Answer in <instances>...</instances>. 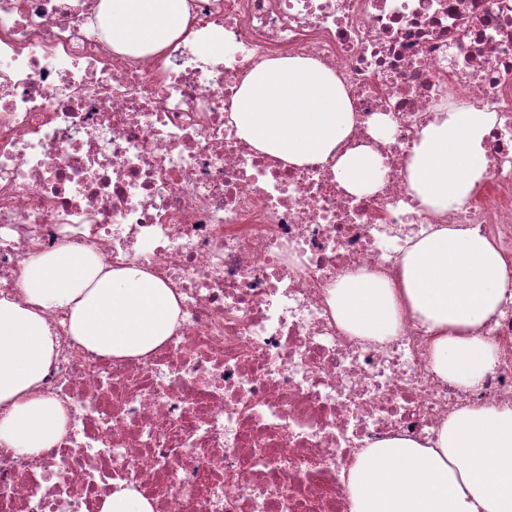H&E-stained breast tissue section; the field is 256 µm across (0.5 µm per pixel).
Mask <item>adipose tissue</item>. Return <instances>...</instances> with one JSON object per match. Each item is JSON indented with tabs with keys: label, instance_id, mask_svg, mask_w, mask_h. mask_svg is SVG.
<instances>
[{
	"label": "adipose tissue",
	"instance_id": "1",
	"mask_svg": "<svg viewBox=\"0 0 512 512\" xmlns=\"http://www.w3.org/2000/svg\"><path fill=\"white\" fill-rule=\"evenodd\" d=\"M98 17L117 53L156 55L191 33L186 0H100ZM231 119L240 137L288 163L336 156V175L353 194L379 183L382 159L371 148L337 154L351 131V105L335 74L316 61L280 58L253 71ZM492 123L491 113L468 107L421 129L406 168L421 206L445 211L477 189ZM401 267L398 283L344 277L330 292L337 322L381 340L410 316L436 334L433 371L474 386L496 360L475 330L511 282L496 245L477 231L446 228L418 241ZM22 292L19 300L0 296V444L36 454L56 445L68 423L62 403L37 391L57 354L46 310L68 307L71 336L115 359L148 358L176 329L181 310L148 271L105 267L94 250L73 245L27 262ZM348 487L351 512H512V408H462L428 447L395 437L363 449L348 467Z\"/></svg>",
	"mask_w": 512,
	"mask_h": 512
}]
</instances>
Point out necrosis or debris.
<instances>
[{
  "label": "necrosis or debris",
  "instance_id": "necrosis-or-debris-1",
  "mask_svg": "<svg viewBox=\"0 0 512 512\" xmlns=\"http://www.w3.org/2000/svg\"><path fill=\"white\" fill-rule=\"evenodd\" d=\"M199 38L114 53L99 0H0V292L59 246L137 264L182 320L148 360H114L45 317L58 343L39 386L65 406L61 441L0 446V512H100L130 488L153 512H350L354 455L421 444L467 406H512V288L476 333L497 362L459 388L431 368L435 334L410 317L384 340L345 331L343 277L391 280L448 225L496 243L512 280V0H187ZM282 57L343 84L362 146L385 168L349 193L335 158L303 166L241 139L242 82ZM495 115L487 174L456 208L412 196L406 165L442 107ZM390 116L388 139L372 135Z\"/></svg>",
  "mask_w": 512,
  "mask_h": 512
}]
</instances>
